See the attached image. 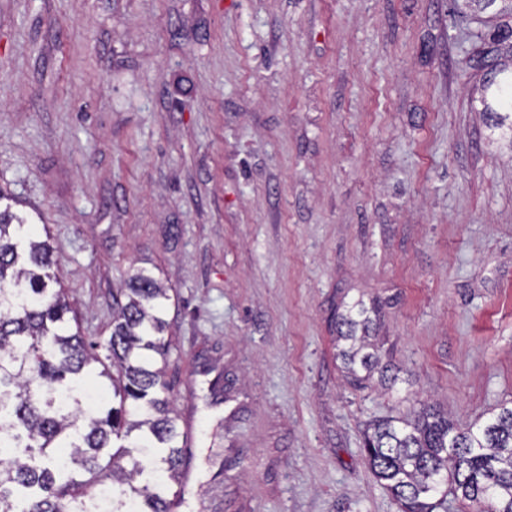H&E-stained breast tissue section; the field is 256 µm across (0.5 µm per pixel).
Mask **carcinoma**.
Instances as JSON below:
<instances>
[{
	"mask_svg": "<svg viewBox=\"0 0 512 512\" xmlns=\"http://www.w3.org/2000/svg\"><path fill=\"white\" fill-rule=\"evenodd\" d=\"M487 87L512 110V77L485 65ZM0 190V512H168L186 453L159 363L167 361V288L136 268L112 291L105 356L81 336L48 240ZM346 373L394 381L371 342L361 303L337 317ZM369 469L398 512H512V407L478 427L430 405L370 425ZM154 479L142 482V458Z\"/></svg>",
	"mask_w": 512,
	"mask_h": 512,
	"instance_id": "carcinoma-1",
	"label": "carcinoma"
}]
</instances>
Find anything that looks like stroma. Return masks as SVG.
<instances>
[{
	"mask_svg": "<svg viewBox=\"0 0 512 512\" xmlns=\"http://www.w3.org/2000/svg\"><path fill=\"white\" fill-rule=\"evenodd\" d=\"M469 0H0V188L49 228L82 336L168 287L196 446L182 512H397L366 425L512 402V129ZM375 309L389 388L336 314ZM368 313L362 303H355L338 315V338L343 342L339 356L346 373L356 382L370 380L376 372L381 382L395 381L396 374H389L394 366L390 361L382 363L381 347L371 342L375 336H369L373 319ZM360 373L365 374L361 376Z\"/></svg>",
	"mask_w": 512,
	"mask_h": 512,
	"instance_id": "35a3bbf8",
	"label": "stroma"
}]
</instances>
